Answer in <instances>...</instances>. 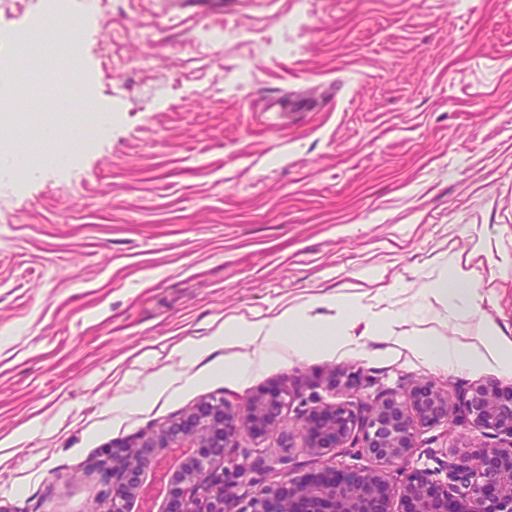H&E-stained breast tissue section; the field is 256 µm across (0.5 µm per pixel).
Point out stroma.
Wrapping results in <instances>:
<instances>
[{
  "instance_id": "obj_1",
  "label": "stroma",
  "mask_w": 512,
  "mask_h": 512,
  "mask_svg": "<svg viewBox=\"0 0 512 512\" xmlns=\"http://www.w3.org/2000/svg\"><path fill=\"white\" fill-rule=\"evenodd\" d=\"M52 0H0V137L64 152L33 174L0 169V512H95L98 458L202 401L280 382L295 430L325 379L361 374L357 397L430 380L459 394L496 379L486 339L512 340V0H67L71 37L106 134L30 132L12 32ZM470 274L475 311L429 290ZM315 296L390 310L388 334L297 355L318 341H240L193 358L177 345L224 319L255 321ZM403 336L483 353L439 369ZM276 352L242 379L218 364ZM166 391L147 407V380ZM464 426L422 429L408 469L498 444Z\"/></svg>"
}]
</instances>
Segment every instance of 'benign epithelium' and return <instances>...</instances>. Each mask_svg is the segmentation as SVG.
Masks as SVG:
<instances>
[{"instance_id": "7a95c632", "label": "benign epithelium", "mask_w": 512, "mask_h": 512, "mask_svg": "<svg viewBox=\"0 0 512 512\" xmlns=\"http://www.w3.org/2000/svg\"><path fill=\"white\" fill-rule=\"evenodd\" d=\"M327 386L344 400L316 404L299 419L305 447L321 462L297 477L264 484L246 505L237 490L253 484L249 469L230 470L224 460L243 434L263 439L290 435L285 409L293 394L279 383L244 398L204 401L168 424L141 432L112 449L98 464L107 512H512V385L486 380L452 396L430 380L373 399L352 400L357 376ZM462 424L502 437L448 463L446 479L399 470L425 427ZM354 449L373 466L346 469L325 457Z\"/></svg>"}]
</instances>
